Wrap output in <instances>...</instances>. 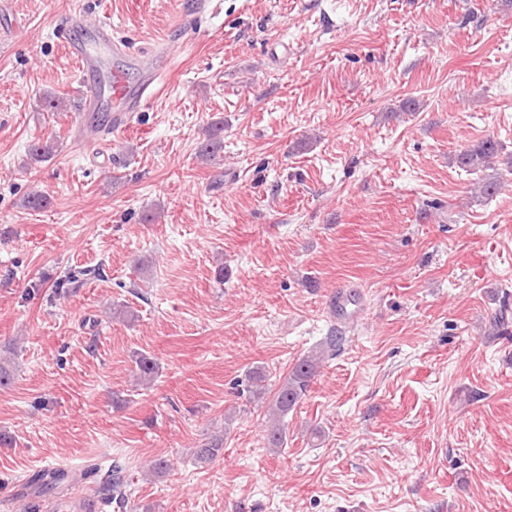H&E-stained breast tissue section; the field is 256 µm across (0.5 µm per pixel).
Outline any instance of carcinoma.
Here are the masks:
<instances>
[{
  "label": "carcinoma",
  "mask_w": 512,
  "mask_h": 512,
  "mask_svg": "<svg viewBox=\"0 0 512 512\" xmlns=\"http://www.w3.org/2000/svg\"><path fill=\"white\" fill-rule=\"evenodd\" d=\"M224 131V123H214L207 132L206 143H204L199 155L209 157L213 155L220 146V134ZM54 152V144L49 141H38L30 145L29 156L35 162H42ZM500 155L499 143L486 139L479 142L469 150H464L457 155V162L463 169H477L482 165H489L492 160ZM324 357L323 352L313 351L302 358L286 376L285 381L278 387L272 396V421L268 430V442L272 448H281L285 443V432L282 421L288 412L296 407L305 396L310 382L316 376L317 370ZM137 369L139 379L147 383L152 380L156 373L155 361L146 356L138 357ZM223 449V439H213L200 445L195 449V460L206 464L213 460ZM103 490L108 493L124 495L121 467L116 465L105 478Z\"/></svg>",
  "instance_id": "1"
}]
</instances>
